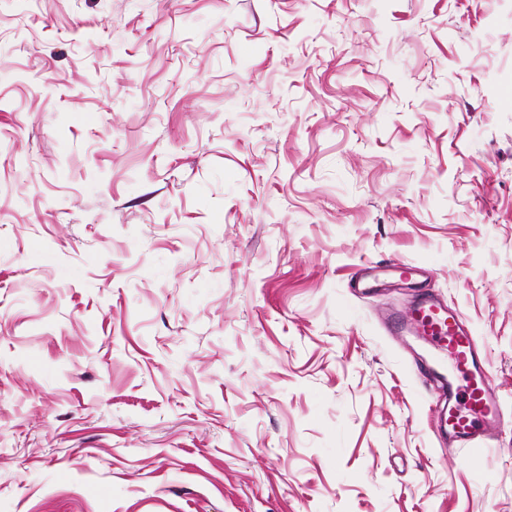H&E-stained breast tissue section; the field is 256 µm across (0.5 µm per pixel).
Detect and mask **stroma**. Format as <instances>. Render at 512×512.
<instances>
[{"instance_id": "stroma-1", "label": "stroma", "mask_w": 512, "mask_h": 512, "mask_svg": "<svg viewBox=\"0 0 512 512\" xmlns=\"http://www.w3.org/2000/svg\"><path fill=\"white\" fill-rule=\"evenodd\" d=\"M0 512H512V0H0ZM387 330L401 335L406 330L416 333L437 349L440 361L448 360L449 368L459 374L465 384L459 393L463 410L452 406L458 392L453 383L442 382L438 401L437 433L448 437V445L465 447L472 458L486 455L488 444L496 435L503 419V408L489 376L483 368L471 332L457 320L443 303L428 292L420 293L410 318L391 313L385 320Z\"/></svg>"}]
</instances>
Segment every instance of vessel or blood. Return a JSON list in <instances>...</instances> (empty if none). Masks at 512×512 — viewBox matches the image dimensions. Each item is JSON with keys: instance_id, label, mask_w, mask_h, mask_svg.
<instances>
[{"instance_id": "obj_1", "label": "vessel or blood", "mask_w": 512, "mask_h": 512, "mask_svg": "<svg viewBox=\"0 0 512 512\" xmlns=\"http://www.w3.org/2000/svg\"><path fill=\"white\" fill-rule=\"evenodd\" d=\"M385 326L393 334L411 331L421 336L436 348L439 360L447 362L450 369L463 378L460 387L447 384L442 388L443 395L450 401L460 397L464 404L459 411L451 405L437 407V432L447 437L449 444L466 448L471 457L485 456L504 412L480 362L470 331L427 292L417 296L412 316L389 314Z\"/></svg>"}]
</instances>
